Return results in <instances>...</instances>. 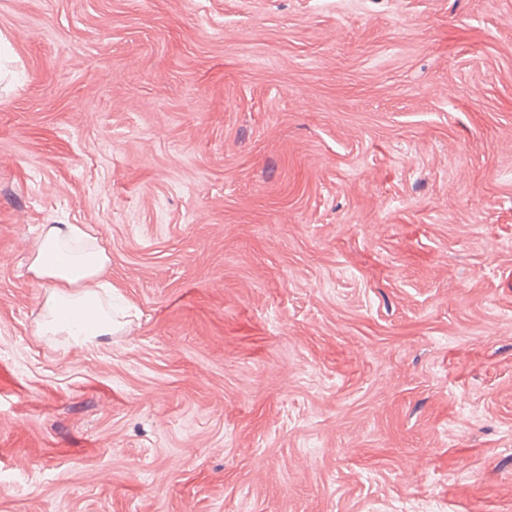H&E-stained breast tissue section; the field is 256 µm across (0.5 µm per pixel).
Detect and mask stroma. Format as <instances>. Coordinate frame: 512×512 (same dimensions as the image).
Here are the masks:
<instances>
[{"label": "stroma", "instance_id": "1", "mask_svg": "<svg viewBox=\"0 0 512 512\" xmlns=\"http://www.w3.org/2000/svg\"><path fill=\"white\" fill-rule=\"evenodd\" d=\"M405 506L512 512V0H0V512ZM110 260L107 249L78 224L42 226L28 266L34 279L51 288L38 337L67 336L76 344H97L112 336V285L103 280Z\"/></svg>", "mask_w": 512, "mask_h": 512}]
</instances>
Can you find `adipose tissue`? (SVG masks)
Segmentation results:
<instances>
[{
  "mask_svg": "<svg viewBox=\"0 0 512 512\" xmlns=\"http://www.w3.org/2000/svg\"><path fill=\"white\" fill-rule=\"evenodd\" d=\"M109 264L107 249L89 230L76 224L42 226L28 266L34 279L50 285L38 336L94 344L112 334V286L103 279Z\"/></svg>",
  "mask_w": 512,
  "mask_h": 512,
  "instance_id": "ef3b65f1",
  "label": "adipose tissue"
}]
</instances>
